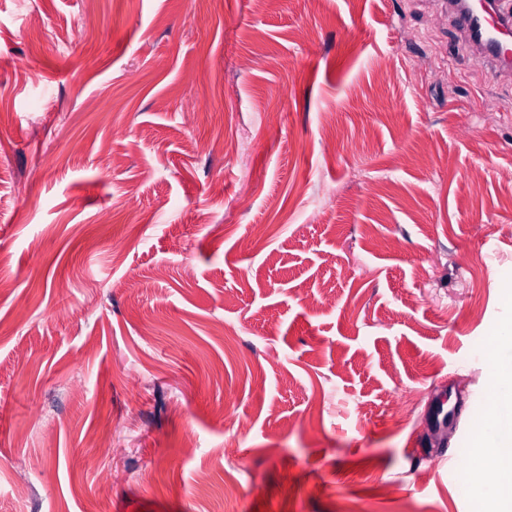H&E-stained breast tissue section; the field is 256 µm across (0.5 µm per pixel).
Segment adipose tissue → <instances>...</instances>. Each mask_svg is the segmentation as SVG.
<instances>
[{"mask_svg": "<svg viewBox=\"0 0 512 512\" xmlns=\"http://www.w3.org/2000/svg\"><path fill=\"white\" fill-rule=\"evenodd\" d=\"M492 395L502 413L493 422L495 445L482 461L512 474V337L508 335L498 349Z\"/></svg>", "mask_w": 512, "mask_h": 512, "instance_id": "ef3b65f1", "label": "adipose tissue"}]
</instances>
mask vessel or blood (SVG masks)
I'll use <instances>...</instances> for the list:
<instances>
[{
	"instance_id": "obj_1",
	"label": "vessel or blood",
	"mask_w": 512,
	"mask_h": 512,
	"mask_svg": "<svg viewBox=\"0 0 512 512\" xmlns=\"http://www.w3.org/2000/svg\"><path fill=\"white\" fill-rule=\"evenodd\" d=\"M454 17L472 41L478 56L491 59L497 69L512 68V28L499 8L485 10L477 0H450Z\"/></svg>"
}]
</instances>
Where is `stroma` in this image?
<instances>
[{
    "label": "stroma",
    "instance_id": "stroma-1",
    "mask_svg": "<svg viewBox=\"0 0 512 512\" xmlns=\"http://www.w3.org/2000/svg\"><path fill=\"white\" fill-rule=\"evenodd\" d=\"M1 278L0 512H494L512 74L445 0H0Z\"/></svg>",
    "mask_w": 512,
    "mask_h": 512
}]
</instances>
